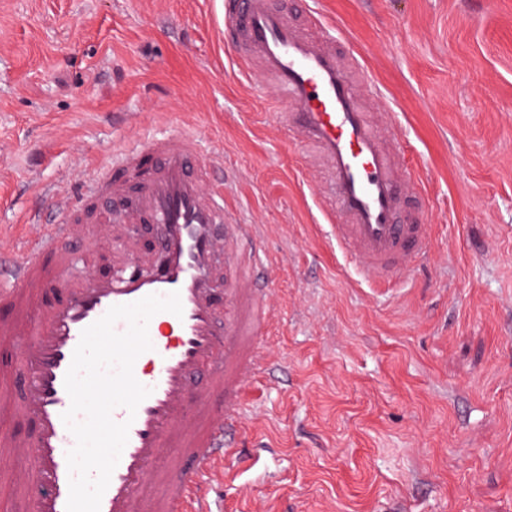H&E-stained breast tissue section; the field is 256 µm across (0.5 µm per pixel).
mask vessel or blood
<instances>
[{
    "label": "vessel or blood",
    "instance_id": "b4317fda",
    "mask_svg": "<svg viewBox=\"0 0 512 512\" xmlns=\"http://www.w3.org/2000/svg\"><path fill=\"white\" fill-rule=\"evenodd\" d=\"M222 3L234 64L273 86L283 136L329 169L319 209L338 251L377 282L415 274L432 238L421 213H403L402 203L420 198L421 180L378 114L363 108L366 69L351 72L335 46L302 34L274 0ZM201 139L171 127L126 145L83 179L60 221L37 223L0 253V352L10 355L0 378L22 381L20 396L0 390V411L33 426L23 441L0 433V452L29 459L19 482L28 512H66L75 438L62 420L71 404L64 378L82 331L110 307L152 294L178 292L183 314L148 322L152 348L133 374L151 393L135 412H112L130 428L100 512H213L215 474L229 480L249 464L238 448L244 389L271 364L269 288L256 275L267 254L226 204L224 161L202 155ZM134 224L155 225V243L141 245ZM102 229L113 243L108 272L78 248ZM81 263L90 272L78 277Z\"/></svg>",
    "mask_w": 512,
    "mask_h": 512
}]
</instances>
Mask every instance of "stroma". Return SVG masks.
Instances as JSON below:
<instances>
[{
  "label": "stroma",
  "mask_w": 512,
  "mask_h": 512,
  "mask_svg": "<svg viewBox=\"0 0 512 512\" xmlns=\"http://www.w3.org/2000/svg\"><path fill=\"white\" fill-rule=\"evenodd\" d=\"M418 166L426 272L359 280L327 175L224 49L220 0H0V239L60 218L149 129H201L275 289L244 426L275 446L222 512H512V0H315Z\"/></svg>",
  "instance_id": "35a3bbf8"
}]
</instances>
